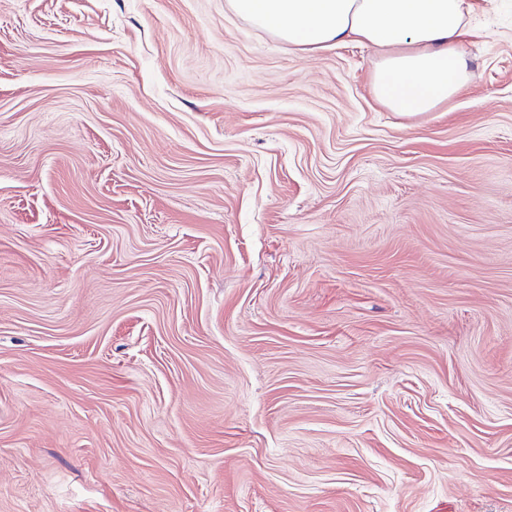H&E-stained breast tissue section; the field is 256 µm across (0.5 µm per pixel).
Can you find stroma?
<instances>
[{"label":"stroma","instance_id":"obj_1","mask_svg":"<svg viewBox=\"0 0 512 512\" xmlns=\"http://www.w3.org/2000/svg\"><path fill=\"white\" fill-rule=\"evenodd\" d=\"M406 116L226 0H0V512H512V0Z\"/></svg>","mask_w":512,"mask_h":512}]
</instances>
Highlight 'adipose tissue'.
<instances>
[{"label":"adipose tissue","instance_id":"ef3b65f1","mask_svg":"<svg viewBox=\"0 0 512 512\" xmlns=\"http://www.w3.org/2000/svg\"><path fill=\"white\" fill-rule=\"evenodd\" d=\"M231 9L305 52L345 42L379 52L374 98L403 115L431 112L471 79L459 43L469 0H228Z\"/></svg>","mask_w":512,"mask_h":512}]
</instances>
